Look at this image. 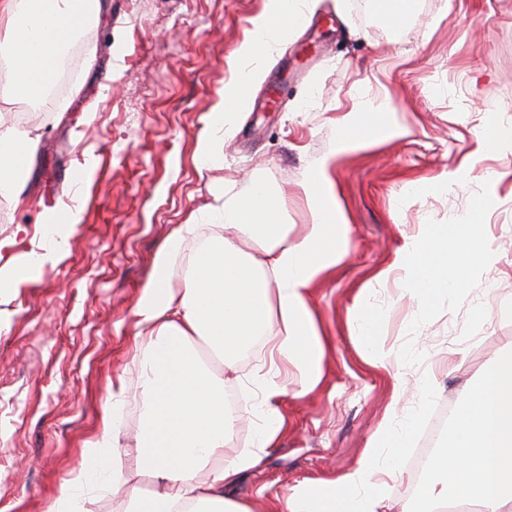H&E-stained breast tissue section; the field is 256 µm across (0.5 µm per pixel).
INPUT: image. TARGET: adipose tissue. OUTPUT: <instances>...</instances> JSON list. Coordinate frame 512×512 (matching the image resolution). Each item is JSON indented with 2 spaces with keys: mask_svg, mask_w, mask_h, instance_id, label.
I'll return each mask as SVG.
<instances>
[{
  "mask_svg": "<svg viewBox=\"0 0 512 512\" xmlns=\"http://www.w3.org/2000/svg\"><path fill=\"white\" fill-rule=\"evenodd\" d=\"M305 0H265L263 11L235 51L250 63L246 76L227 88L219 111L229 122L247 97L257 62L272 57L297 29ZM90 21L87 0H0V23L15 32L10 46L24 99L44 96L56 63L70 40ZM402 133L388 105L372 113L350 112L341 121L337 153L366 148ZM37 140L29 131H0V195L19 197ZM330 158L314 164L305 191L314 216L303 234L292 235L281 202L263 182L247 178L218 209L221 230L185 260L181 283L171 280L180 237L159 251L156 271L138 302L133 343L136 385L147 401L136 461L151 469L162 488L150 495L130 493L125 512H250L225 497L243 471L255 468L261 451L275 447L288 429L280 409L286 387L276 370L258 366L251 382L261 393L256 450L229 454L235 419L225 406L223 379L196 352L204 341L212 355L234 368L239 352L255 338L290 361L302 389L323 376L325 349L309 297L314 282L349 255L351 226L329 177ZM484 204L459 224H423L397 252L395 267L422 313L444 296L467 287L486 250ZM233 228L259 245L255 261L226 238ZM125 374L112 381L111 405L99 440L83 451L81 468L62 485L49 512H87L84 490L91 471L117 448L119 420L128 390ZM408 429L383 425L372 437L359 466L333 480H321L288 496L279 512H431L433 505L466 497L484 512H512V363L489 371L455 418L448 439L430 463L419 504L387 502V479L400 476ZM210 479H201L203 470Z\"/></svg>",
  "mask_w": 512,
  "mask_h": 512,
  "instance_id": "adipose-tissue-1",
  "label": "adipose tissue"
}]
</instances>
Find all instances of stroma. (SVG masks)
Segmentation results:
<instances>
[{
    "label": "stroma",
    "mask_w": 512,
    "mask_h": 512,
    "mask_svg": "<svg viewBox=\"0 0 512 512\" xmlns=\"http://www.w3.org/2000/svg\"><path fill=\"white\" fill-rule=\"evenodd\" d=\"M420 2L387 26L363 0H312L309 22L250 89L258 109L226 127L211 118L265 0H99L66 86L26 122L40 143L20 198L0 196V266L46 257L0 292V512H47L80 467L101 437L113 376L136 377L135 311L159 249L189 224L181 252L196 250L246 176L282 195L285 221L300 228L313 221L308 171L334 156L329 175L353 237L348 258L311 290L323 378L308 392L286 380L288 431L229 489L233 501L274 512L304 485L356 469L382 421L402 427L424 398L457 411L485 372L512 360V140L488 149L480 139L490 124L512 129V0ZM380 99L402 136L336 154L344 115ZM205 133L223 153L203 168ZM460 169L466 177L453 179ZM416 180L430 184L426 195L405 194ZM481 197L489 252L467 288L425 317L396 277L378 281L419 225L458 223ZM62 205L80 221L59 253L46 226ZM360 296L380 317L386 365L360 347ZM126 402L137 415L111 462L127 483L91 491L88 512H124L130 488H155L126 453L142 397L131 391Z\"/></svg>",
    "instance_id": "obj_1"
}]
</instances>
